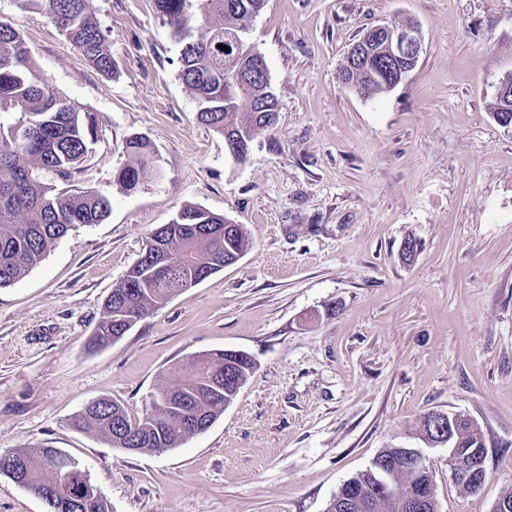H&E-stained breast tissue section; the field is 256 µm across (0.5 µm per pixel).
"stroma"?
Wrapping results in <instances>:
<instances>
[{
	"instance_id": "obj_1",
	"label": "stroma",
	"mask_w": 512,
	"mask_h": 512,
	"mask_svg": "<svg viewBox=\"0 0 512 512\" xmlns=\"http://www.w3.org/2000/svg\"><path fill=\"white\" fill-rule=\"evenodd\" d=\"M91 7L110 78L43 12L0 0L40 74L95 123L71 176L41 180L111 201L103 223L0 287V452L62 450L112 512H326L442 411L481 428L488 479L460 494L447 449H426L439 512H491L512 488V129L489 110L512 74V0H267L249 37L279 117L242 162L200 122L154 0ZM395 20L420 27L424 51L393 91L362 99L340 66L368 27ZM135 134L155 159L125 193L114 175ZM187 203L243 225L248 252L89 349L148 232ZM409 238L420 248L406 260ZM215 350L245 352L255 370L180 447L127 453L71 427L102 398L142 415L175 365Z\"/></svg>"
}]
</instances>
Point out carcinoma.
<instances>
[{
	"label": "carcinoma",
	"instance_id": "cac0c4a2",
	"mask_svg": "<svg viewBox=\"0 0 512 512\" xmlns=\"http://www.w3.org/2000/svg\"><path fill=\"white\" fill-rule=\"evenodd\" d=\"M43 11L66 40L101 74L111 76L116 67L109 44L93 15L90 0H23ZM228 0H154L158 14L173 26L174 36L183 47L180 52V78L200 104V120L217 133L224 129L241 137H255L268 127L263 113L256 111L250 97L229 96L232 74L243 64L237 56L220 49L247 34L249 22L258 16L266 0H233L236 8H226ZM197 6L193 33L184 34L187 10ZM398 66L378 51L355 68L344 69L347 80L367 99L389 92V80ZM13 116L8 125L0 123V287L11 285L42 262L56 242L78 225L100 224L110 214V200L94 192L59 193L42 183L39 172L51 170L62 177L84 162L92 141L93 124L89 114H81L49 83L37 76L31 52L23 35L0 23V114ZM25 136L16 134L17 128ZM131 164L116 174L123 192H133L152 163L154 151L146 141H126ZM179 214L196 216L198 222H172L153 228L148 238L169 263L166 281L150 277L142 262L130 269L112 289L105 302V315L97 324L91 343L104 347L120 340L125 332L121 321L130 307L144 317L157 305L179 295L208 269L224 266V260L244 255L250 241L242 225L224 228V217L210 215L201 205H185ZM253 359L244 352L196 353L179 368L174 383L159 389L149 409L131 417L121 404L100 399L72 419L74 427L112 443L116 424L143 429L135 444L141 453L180 447L190 437L206 429L224 413V400L232 384L247 377ZM187 399V419L171 415L168 399ZM460 448L484 445L481 430L462 421L454 432ZM57 448H19L11 454L24 460L21 477L31 489L56 488L57 512H110L103 500L94 508L81 509L70 500L72 485L85 471L79 463L68 479H63L48 463ZM425 475L403 467L395 470L397 490L380 493L372 512H402L404 487H414Z\"/></svg>",
	"mask_w": 512,
	"mask_h": 512
}]
</instances>
